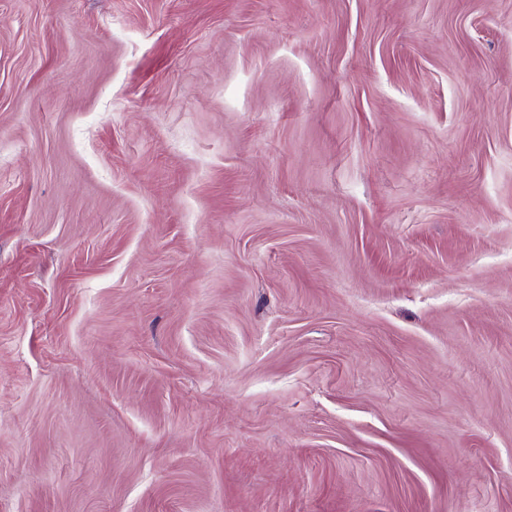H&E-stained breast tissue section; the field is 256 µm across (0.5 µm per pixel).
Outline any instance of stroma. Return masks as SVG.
Segmentation results:
<instances>
[{
	"mask_svg": "<svg viewBox=\"0 0 512 512\" xmlns=\"http://www.w3.org/2000/svg\"><path fill=\"white\" fill-rule=\"evenodd\" d=\"M0 512H512V0H0Z\"/></svg>",
	"mask_w": 512,
	"mask_h": 512,
	"instance_id": "1",
	"label": "stroma"
}]
</instances>
